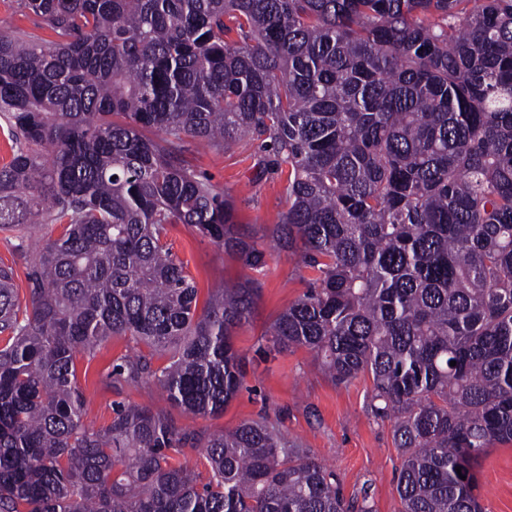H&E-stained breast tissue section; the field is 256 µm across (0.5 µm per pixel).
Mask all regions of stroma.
Here are the masks:
<instances>
[{"instance_id":"stroma-1","label":"stroma","mask_w":512,"mask_h":512,"mask_svg":"<svg viewBox=\"0 0 512 512\" xmlns=\"http://www.w3.org/2000/svg\"><path fill=\"white\" fill-rule=\"evenodd\" d=\"M263 154L260 142L245 139L226 151L200 146L190 156L203 179L232 197L236 221L248 230L275 223L288 209L285 178L258 176ZM167 241L184 262L200 298L247 275L234 255L187 225H171ZM312 276L297 255L268 252L267 267L256 276L259 296L251 317L234 332L236 348L249 360L241 391L215 417L195 416L172 405L165 411L178 427L211 432L269 414L278 419L289 439L309 448L335 470L347 500L367 502L372 512H400L396 490L400 453L391 423L376 419L370 411L371 379L365 376L346 385L334 384L303 347L266 358L256 352L260 336L305 292ZM133 352L144 355L148 349L115 336L98 348L94 358H77L88 423L97 427L109 424L116 401L128 406L157 403L155 385H130L119 391L107 385L113 363ZM475 472L484 512H512V443L486 449Z\"/></svg>"}]
</instances>
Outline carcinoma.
I'll use <instances>...</instances> for the list:
<instances>
[{"label":"carcinoma","instance_id":"1","mask_svg":"<svg viewBox=\"0 0 512 512\" xmlns=\"http://www.w3.org/2000/svg\"><path fill=\"white\" fill-rule=\"evenodd\" d=\"M54 39L0 31V512H372L263 417L219 433L150 405L86 421L77 357L127 336L109 386L153 383L215 417L240 391L251 278L199 304L166 238L187 224L267 267L316 272L256 353L304 347L372 379L402 512H483L477 458L512 443V0H16ZM245 137L288 172V210L239 230L187 160ZM59 237L26 244L35 222ZM456 365H450V362ZM203 448L198 485L170 452ZM461 471H456V468ZM466 479H461V476ZM1 262L6 265H12L15 269V288H17L20 300L24 304L29 296L26 265L23 260L19 258V255L15 252L13 247L6 243L3 234H0V263Z\"/></svg>","mask_w":512,"mask_h":512}]
</instances>
